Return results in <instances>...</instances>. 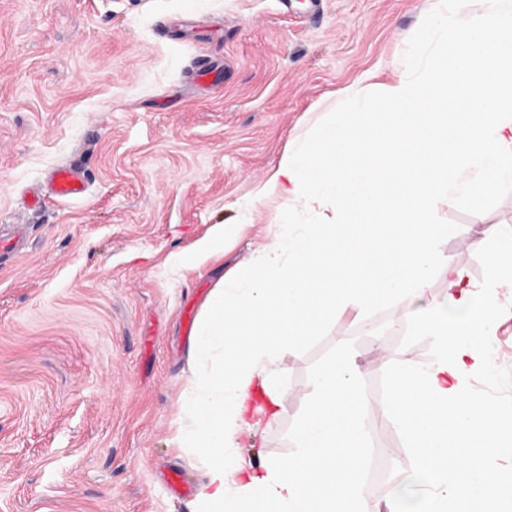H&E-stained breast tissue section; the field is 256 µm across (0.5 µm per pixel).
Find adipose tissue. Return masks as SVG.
Segmentation results:
<instances>
[{
    "instance_id": "obj_1",
    "label": "adipose tissue",
    "mask_w": 512,
    "mask_h": 512,
    "mask_svg": "<svg viewBox=\"0 0 512 512\" xmlns=\"http://www.w3.org/2000/svg\"><path fill=\"white\" fill-rule=\"evenodd\" d=\"M436 10L452 36L424 30L428 59L402 56L390 83L354 90L345 120L291 141L255 192L280 201L282 220L212 290L189 349L182 440L203 464L197 512H364L370 402L348 355L315 374L293 455L253 467L238 441L284 410L275 374L288 347L342 308L364 315L388 299L436 349L426 366L400 359L379 405L412 452L388 512H512V473L491 465L512 456V414L468 386L488 369L484 341L512 288V226L484 229L477 285L467 261L437 247L452 226L433 221L437 202L477 208L512 182V0H437ZM436 276L442 296L423 302Z\"/></svg>"
}]
</instances>
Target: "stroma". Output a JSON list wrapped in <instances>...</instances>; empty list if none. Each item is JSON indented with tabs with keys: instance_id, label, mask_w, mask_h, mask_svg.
Returning a JSON list of instances; mask_svg holds the SVG:
<instances>
[{
	"instance_id": "stroma-1",
	"label": "stroma",
	"mask_w": 512,
	"mask_h": 512,
	"mask_svg": "<svg viewBox=\"0 0 512 512\" xmlns=\"http://www.w3.org/2000/svg\"><path fill=\"white\" fill-rule=\"evenodd\" d=\"M434 0H0V512H192L167 470L193 484L202 466L181 447L180 397L193 375L189 312L238 273L280 220L266 200L240 204L307 137L328 103L349 106L364 73L390 82L393 62ZM203 66L208 86L194 81ZM76 168L88 189L62 202L52 171ZM456 226L438 247L486 261L480 224L512 225V183L481 209L438 203ZM216 224L224 252L187 266ZM387 301L365 330L354 307L278 360L281 415L240 443L241 457L284 458L312 373L356 356L361 390L386 399L389 359L435 357L431 340L394 325ZM365 512H387L411 450L392 420L367 419Z\"/></svg>"
}]
</instances>
